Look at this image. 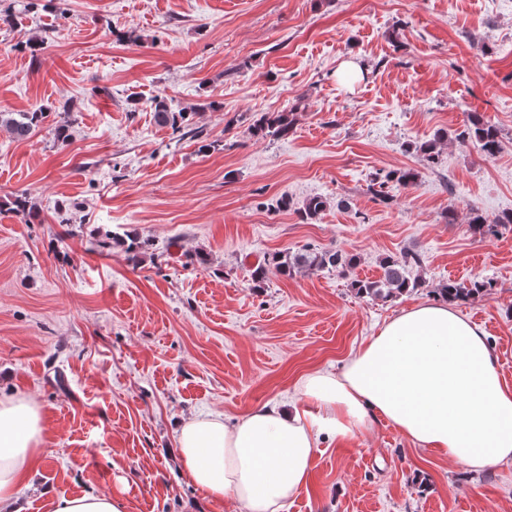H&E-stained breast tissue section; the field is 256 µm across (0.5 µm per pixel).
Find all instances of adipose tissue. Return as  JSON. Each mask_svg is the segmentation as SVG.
I'll list each match as a JSON object with an SVG mask.
<instances>
[{
  "label": "adipose tissue",
  "instance_id": "obj_1",
  "mask_svg": "<svg viewBox=\"0 0 512 512\" xmlns=\"http://www.w3.org/2000/svg\"><path fill=\"white\" fill-rule=\"evenodd\" d=\"M377 416L471 470L512 458V387L484 332L438 299L394 317L340 371L310 372L293 403L231 423L182 420L177 460L208 500L230 494L246 512H281L305 485L321 439L353 437ZM43 432L34 400H0V512H21L18 488L43 453Z\"/></svg>",
  "mask_w": 512,
  "mask_h": 512
}]
</instances>
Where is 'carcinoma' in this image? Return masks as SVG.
I'll return each mask as SVG.
<instances>
[{"mask_svg":"<svg viewBox=\"0 0 512 512\" xmlns=\"http://www.w3.org/2000/svg\"><path fill=\"white\" fill-rule=\"evenodd\" d=\"M61 120L51 129L53 138L65 140L70 136V128L73 124L71 106L69 103L62 105ZM154 114L157 122L172 128L175 131L181 130L188 122L187 112L173 109L166 99L157 97L154 99ZM46 112L43 109H35L30 112H0V130L6 131L17 141L29 138L33 133L42 128ZM293 127V119L285 112L265 113L256 119L250 126V133L253 137L264 139L268 136L282 138L288 135ZM448 137V133L440 131L434 138L414 144L415 151L423 155L430 163L438 160V145ZM461 141L474 142L481 153L487 158L496 157L503 149V141L499 130L486 122L479 116H470L468 123L463 130L457 133ZM417 174L412 169H399L386 173L382 179L376 182L379 188L394 182L403 187H409L416 181ZM329 204V201L321 196H313L306 199L298 213L304 220L316 218ZM470 224L477 230H491L497 225L512 224V213L503 214L490 221L482 214L471 211ZM97 246L102 249H109L112 243H123L125 251L129 254V260L137 262L142 253L150 246V241L138 236H127L122 239L110 230L97 231ZM355 258L340 250L333 248L306 249L297 253L274 252L264 257L263 261L257 263L250 271V278L255 288H263L266 284L267 273L275 269L282 275L306 268L311 271L337 270L344 274L352 269ZM421 263L420 256L412 251L403 252L398 257L388 256L382 262L383 275L374 281L356 280L353 288L361 296L370 297L375 300H388L396 298L410 290L418 287V282L410 277V270ZM492 283L485 280H476L465 286L453 281L445 283L437 289L440 297L451 301H469L480 297L490 291Z\"/></svg>","mask_w":512,"mask_h":512,"instance_id":"carcinoma-1","label":"carcinoma"}]
</instances>
